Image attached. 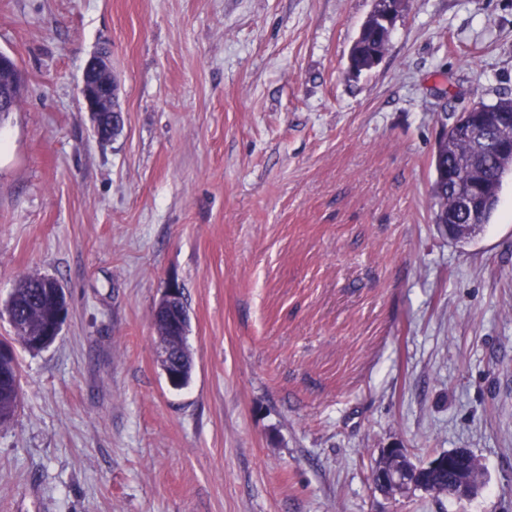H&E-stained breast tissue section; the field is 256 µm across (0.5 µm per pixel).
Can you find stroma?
Segmentation results:
<instances>
[{
	"mask_svg": "<svg viewBox=\"0 0 512 512\" xmlns=\"http://www.w3.org/2000/svg\"><path fill=\"white\" fill-rule=\"evenodd\" d=\"M373 0H0L25 77L0 114V342L19 279L68 314L17 347L0 512H512V172L462 244L434 222L440 126L512 95V0H407L348 71ZM112 52L125 114L80 94ZM178 282L194 369L154 311ZM463 448L467 499L385 493ZM399 14L394 16L393 14L388 15H377L376 18L387 28H391L395 25L396 19ZM376 18H373L372 22L364 28L360 38L353 43L350 50V61L351 68L360 72L363 69H370L373 64L374 57H382L386 50L387 44L390 40L388 32L377 22ZM349 71H354L348 65ZM114 78L111 58L104 51L94 53L83 73L81 96L85 109L91 115L98 139L101 137V129L96 118L101 112L111 113L112 127L121 128L124 125V113L115 103ZM161 362L165 364L164 374L168 383L174 387L181 382L182 368L176 351L168 345H162ZM466 453L465 451L444 452L426 464L416 467L377 468L374 471V477L378 476L379 484L393 487L395 492L406 493L412 490H422L429 493L432 491L431 485L424 477L420 476V472L451 469L455 461Z\"/></svg>",
	"mask_w": 512,
	"mask_h": 512,
	"instance_id": "1",
	"label": "stroma"
}]
</instances>
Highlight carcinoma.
<instances>
[{
  "label": "carcinoma",
  "mask_w": 512,
  "mask_h": 512,
  "mask_svg": "<svg viewBox=\"0 0 512 512\" xmlns=\"http://www.w3.org/2000/svg\"><path fill=\"white\" fill-rule=\"evenodd\" d=\"M390 40L388 32L372 20L364 28L360 38L353 43L350 50L351 68L360 72L372 67L375 57L384 55ZM477 112H488L494 119L512 120V96L499 98L492 104L478 102L472 105ZM497 129L490 122L485 126L483 139L479 140L453 122L448 127V142L438 144L433 162L436 179L432 186V195L436 200L435 224H440L441 217L451 215L457 224L471 225L467 236L460 238L453 229L440 228L455 242H467L473 239L487 224L499 204V190L504 175L512 170V152L495 147ZM482 180L485 185L484 196L479 208L472 214L462 202L463 186L470 176ZM45 288L40 277H23L14 288L10 302L24 314L26 327L21 342L26 337L41 333L49 326L57 313L58 306L67 304L65 295L37 297V292ZM21 399L19 365L15 359L0 361V423L11 420ZM481 476L480 467L472 455H467L461 471L457 474L439 473L435 476L436 494L452 495V487L461 483L464 477L477 481Z\"/></svg>",
  "instance_id": "1"
}]
</instances>
